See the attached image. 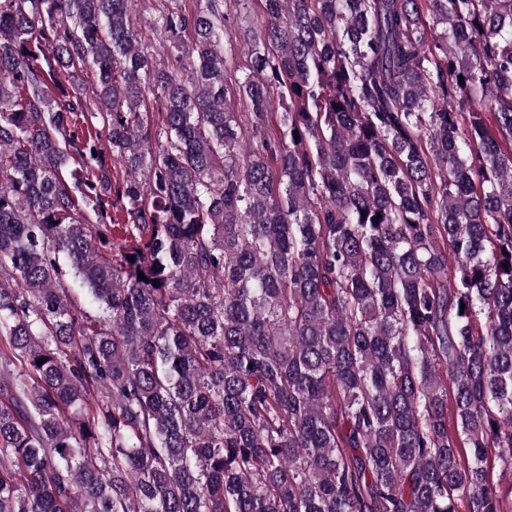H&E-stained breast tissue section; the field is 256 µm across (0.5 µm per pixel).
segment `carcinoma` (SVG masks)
<instances>
[{
	"label": "carcinoma",
	"instance_id": "cac0c4a2",
	"mask_svg": "<svg viewBox=\"0 0 512 512\" xmlns=\"http://www.w3.org/2000/svg\"><path fill=\"white\" fill-rule=\"evenodd\" d=\"M246 1L0 0V512H509L512 0ZM260 11V6L257 4H246L239 5L234 7L231 11V19L232 23V35L233 37H237V39H241L242 43V35L245 31L250 28H254L256 26V17L257 13Z\"/></svg>",
	"mask_w": 512,
	"mask_h": 512
}]
</instances>
